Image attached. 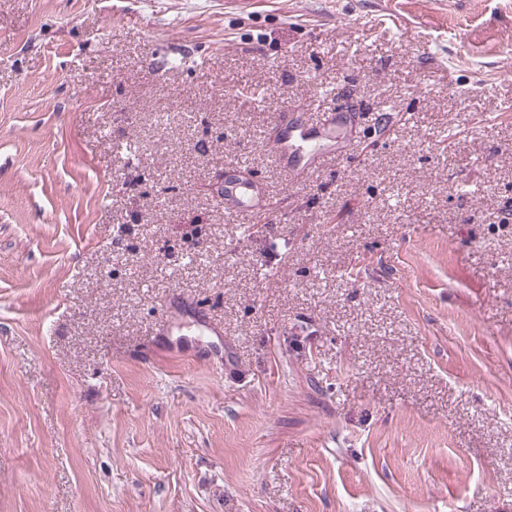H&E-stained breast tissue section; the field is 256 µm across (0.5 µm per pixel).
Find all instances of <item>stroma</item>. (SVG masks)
<instances>
[{
	"label": "stroma",
	"mask_w": 512,
	"mask_h": 512,
	"mask_svg": "<svg viewBox=\"0 0 512 512\" xmlns=\"http://www.w3.org/2000/svg\"><path fill=\"white\" fill-rule=\"evenodd\" d=\"M0 512H512V0H0ZM233 178L235 179H242L247 180L242 177V175H235ZM250 182L249 180H247ZM237 184V185H235ZM233 190L232 197H225V198H232L231 200L226 199L224 201V213L233 215L236 217H239L241 215H247V216H257L265 213L267 203L263 200L260 192L253 186V184L250 182L251 187H247L248 191L244 195L240 194L238 191L240 189H243L241 187H244L243 185L238 184V182H235Z\"/></svg>",
	"instance_id": "35a3bbf8"
}]
</instances>
